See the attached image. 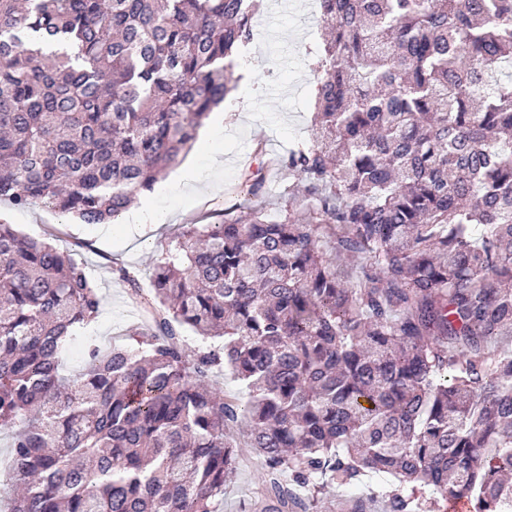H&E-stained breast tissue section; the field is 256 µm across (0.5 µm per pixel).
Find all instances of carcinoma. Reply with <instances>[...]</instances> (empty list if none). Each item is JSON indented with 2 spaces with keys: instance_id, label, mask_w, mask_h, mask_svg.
<instances>
[{
  "instance_id": "carcinoma-1",
  "label": "carcinoma",
  "mask_w": 512,
  "mask_h": 512,
  "mask_svg": "<svg viewBox=\"0 0 512 512\" xmlns=\"http://www.w3.org/2000/svg\"><path fill=\"white\" fill-rule=\"evenodd\" d=\"M315 138L266 169L301 188L160 243L146 331L83 336L102 297L68 250L0 224L9 512H217L260 460L269 512L386 473L512 512V0H319ZM261 0H0V200L109 224L235 90ZM368 259L356 278L340 260ZM220 338L188 352L184 328ZM84 339V365L62 369ZM224 364L247 400L210 384Z\"/></svg>"
}]
</instances>
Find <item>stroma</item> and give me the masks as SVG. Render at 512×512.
<instances>
[{"label": "stroma", "instance_id": "obj_1", "mask_svg": "<svg viewBox=\"0 0 512 512\" xmlns=\"http://www.w3.org/2000/svg\"><path fill=\"white\" fill-rule=\"evenodd\" d=\"M317 0H269L257 17V36L237 66L250 70V85L238 87L230 119L216 130L209 146H193L188 158L195 166L210 168L215 179L198 192H180L172 175H165L153 191L138 197L143 208H160L163 224H85L73 216L41 206L19 210L0 202V220L28 235L49 239L70 250L94 278L102 308L88 333L103 344H134L142 319L114 280L111 264L130 267L148 277L156 258L155 246L181 232L187 224H217L225 209L247 207L249 187L244 169L264 163L255 149L264 139L266 152L284 153L300 140L313 136L312 63L320 48ZM400 484L384 475L364 477L355 486L332 484L311 499L308 512H352L354 502L365 512H384L381 492H400ZM266 491L259 479L258 460L249 448L239 450L235 474L224 491L221 512H261Z\"/></svg>", "mask_w": 512, "mask_h": 512}]
</instances>
